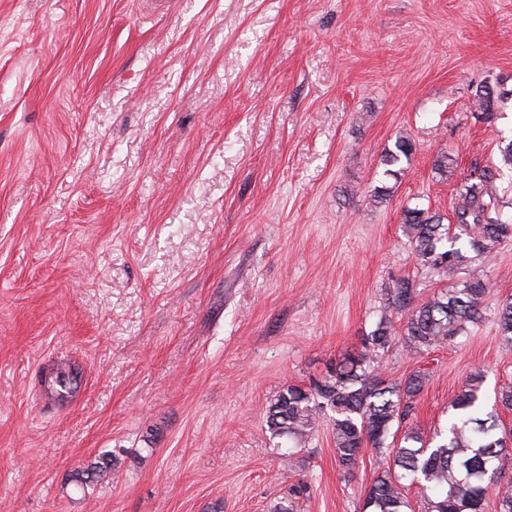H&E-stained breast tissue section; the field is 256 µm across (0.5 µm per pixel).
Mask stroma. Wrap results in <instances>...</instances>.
I'll list each match as a JSON object with an SVG mask.
<instances>
[{"label":"stroma","mask_w":512,"mask_h":512,"mask_svg":"<svg viewBox=\"0 0 512 512\" xmlns=\"http://www.w3.org/2000/svg\"><path fill=\"white\" fill-rule=\"evenodd\" d=\"M511 141L512 0H0V512H270L298 483L297 512H360L373 450L344 474L328 420L298 445L264 408L361 348L390 275L447 287L402 211L452 220ZM486 271L468 336L381 359L428 372L419 432L470 372L512 384V238ZM496 320L500 339L505 349L512 350V301L506 299L500 302L496 309Z\"/></svg>","instance_id":"stroma-1"}]
</instances>
